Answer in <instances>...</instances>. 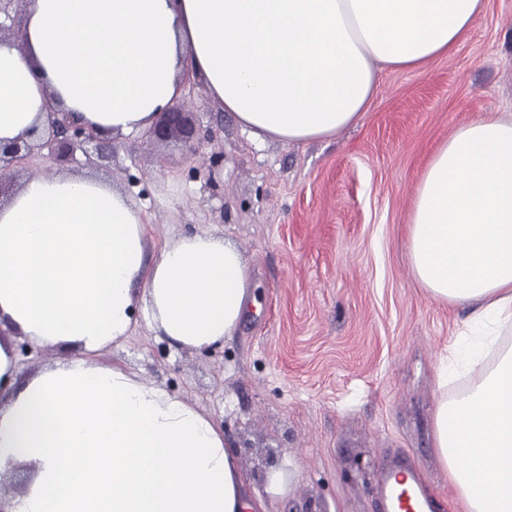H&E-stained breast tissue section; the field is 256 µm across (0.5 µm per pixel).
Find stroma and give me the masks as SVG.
I'll return each instance as SVG.
<instances>
[{
	"label": "stroma",
	"instance_id": "35a3bbf8",
	"mask_svg": "<svg viewBox=\"0 0 512 512\" xmlns=\"http://www.w3.org/2000/svg\"><path fill=\"white\" fill-rule=\"evenodd\" d=\"M176 104L204 140L142 134L87 144L63 161L42 156L13 178L93 171L142 207L158 249L194 231L224 236L250 259L256 307L212 349H173L135 315L132 332L100 355L196 406L219 426L264 512H379L384 462L423 475L437 512H460L432 447L442 394L470 376L437 369L470 310L432 297L407 247L413 196L437 145L462 123L512 110V0H487L448 56L382 71L368 111L336 137L260 142L203 85ZM281 471L286 483L270 490Z\"/></svg>",
	"mask_w": 512,
	"mask_h": 512
}]
</instances>
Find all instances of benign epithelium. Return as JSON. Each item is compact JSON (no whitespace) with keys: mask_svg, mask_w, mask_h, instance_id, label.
<instances>
[{"mask_svg":"<svg viewBox=\"0 0 512 512\" xmlns=\"http://www.w3.org/2000/svg\"><path fill=\"white\" fill-rule=\"evenodd\" d=\"M144 136L156 143L178 137L192 154L201 146L188 116L177 109L160 113L155 123L144 132ZM96 140L98 135L92 129L74 125L64 118H54L49 127V140L43 142L38 136L21 144L15 142L7 147L0 146V182L11 177V167L25 163L41 147L52 142L57 143L59 152L69 153Z\"/></svg>","mask_w":512,"mask_h":512,"instance_id":"obj_1","label":"benign epithelium"}]
</instances>
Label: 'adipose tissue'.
I'll return each mask as SVG.
<instances>
[{
  "label": "adipose tissue",
  "instance_id": "obj_1",
  "mask_svg": "<svg viewBox=\"0 0 512 512\" xmlns=\"http://www.w3.org/2000/svg\"><path fill=\"white\" fill-rule=\"evenodd\" d=\"M485 0H27L22 42L0 39V145L69 113L105 138L149 128L200 78L258 140L329 139L358 122L379 67L447 56ZM416 279L467 303L459 345L476 379L441 398L434 446L465 512H512V117L458 126L433 153L408 224ZM251 268L210 232L147 252L141 206L94 171L23 179L0 200V327L74 357L18 382L0 340V475H33L9 512H259L225 435L168 388L97 355L135 313L170 346L234 336Z\"/></svg>",
  "mask_w": 512,
  "mask_h": 512
}]
</instances>
